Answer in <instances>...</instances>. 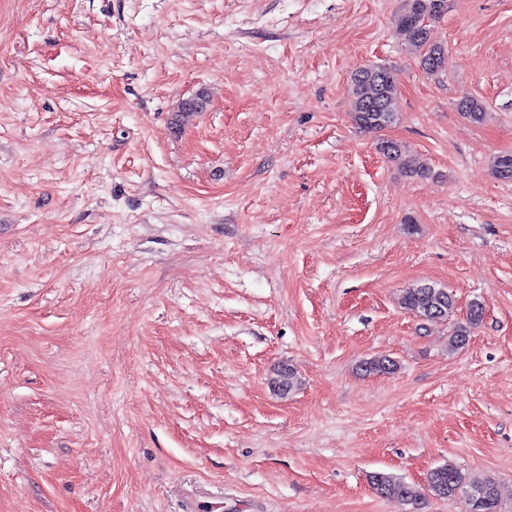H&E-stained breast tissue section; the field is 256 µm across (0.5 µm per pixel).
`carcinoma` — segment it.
Instances as JSON below:
<instances>
[{"label":"carcinoma","instance_id":"obj_1","mask_svg":"<svg viewBox=\"0 0 512 512\" xmlns=\"http://www.w3.org/2000/svg\"><path fill=\"white\" fill-rule=\"evenodd\" d=\"M447 9V0H404L398 17V27L407 36L410 51L416 54L420 67L427 74L446 71L448 54L445 48L430 40L431 23L440 19ZM349 112L355 124L364 132H379L392 125L399 108L398 79L396 74L383 66H366L353 74L348 88ZM459 110L479 123L487 112L486 104L472 96L463 97ZM493 175L504 182L512 181V152L494 157ZM402 307L416 317L430 322L448 319L455 307V299L446 288L423 284L405 291ZM484 316L480 302H471L467 322L455 327L448 339V349L457 351L469 341L471 328L479 325ZM394 363L386 357H374L361 364V371L368 375L387 374ZM275 393L286 396L301 385L293 368L283 366L270 379ZM369 483L377 494L402 507L401 512H422L423 497L399 476L388 472H373ZM427 490L440 499L462 497L470 502L473 490L482 493L476 512H498V490L490 477L470 476L460 469L443 464L431 469L426 475Z\"/></svg>","mask_w":512,"mask_h":512}]
</instances>
